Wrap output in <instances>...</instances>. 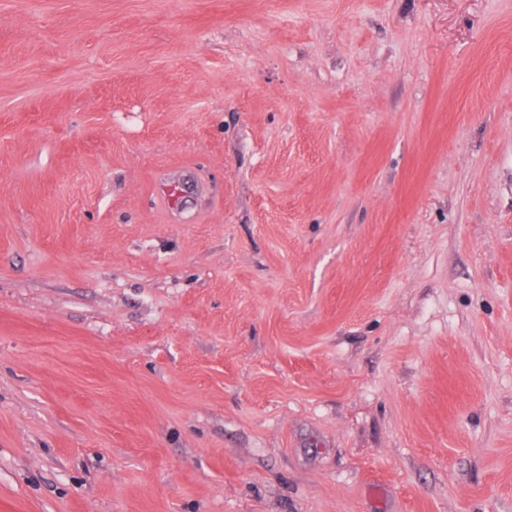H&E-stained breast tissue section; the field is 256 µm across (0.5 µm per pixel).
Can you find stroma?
<instances>
[{
    "label": "stroma",
    "mask_w": 512,
    "mask_h": 512,
    "mask_svg": "<svg viewBox=\"0 0 512 512\" xmlns=\"http://www.w3.org/2000/svg\"><path fill=\"white\" fill-rule=\"evenodd\" d=\"M0 512H512V0H0Z\"/></svg>",
    "instance_id": "stroma-1"
}]
</instances>
